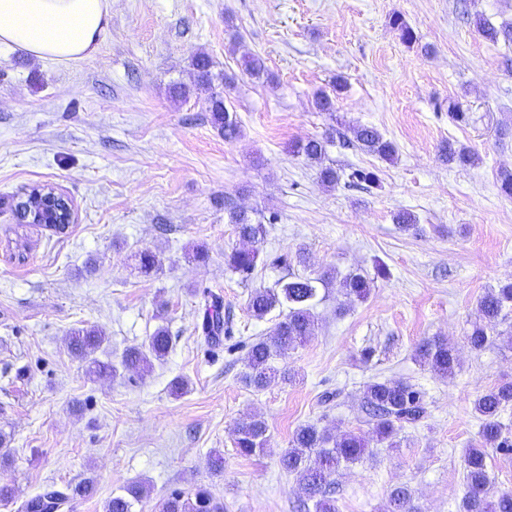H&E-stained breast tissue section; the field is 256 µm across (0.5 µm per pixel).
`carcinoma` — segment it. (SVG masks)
<instances>
[{"label": "carcinoma", "mask_w": 512, "mask_h": 512, "mask_svg": "<svg viewBox=\"0 0 512 512\" xmlns=\"http://www.w3.org/2000/svg\"><path fill=\"white\" fill-rule=\"evenodd\" d=\"M478 32L486 40L497 43L501 40L512 42V26L499 28L487 22H476ZM196 83L211 88L213 74L211 61L205 54L193 59ZM245 70L260 78L267 72L264 59L252 54L244 60ZM209 112L215 127L224 135V141L235 142L242 137L240 121L225 104L224 97L217 93L209 98ZM342 144L371 153L384 161H391L396 155L395 144L386 139L377 129L355 125L344 133L333 130L325 138H310L291 145L292 153L315 163H322L326 145L334 139ZM441 155L449 162L461 166L473 165L479 157L465 148L456 149L448 143L441 148ZM379 183L376 172L354 169L347 175L350 187L371 188ZM230 223L235 225L239 237L253 244L250 249H235L225 256V263L235 273L249 278L255 270L258 243L265 234L264 224L276 223V216L257 222L244 210L232 208L228 212ZM336 285L338 292L349 300L363 301L368 298L373 280L356 272L335 279L334 273L324 272L317 278L297 276L284 283L281 288L257 290L250 294L248 310L253 316L262 318L276 306L288 303V314L279 322L273 335L260 338L249 344L244 358V371L240 381L247 388L261 390L271 383L278 374L273 365L275 357L286 350L304 345L315 330L313 308L319 301L320 288ZM195 294L202 296L205 311L200 328L205 342L211 347L223 344V336L230 333L228 322L224 321V299L208 288L198 289ZM480 320L471 325L467 341L474 351H482L493 345L502 333L497 331L499 323L512 312V282L488 290L478 301ZM106 341L101 331L81 328L73 331L69 339L70 351L84 361L86 372L92 376H112L119 369L150 371L153 362L162 360L171 348V337L167 328L158 327L146 343L131 347L123 352L121 366L109 360L96 357ZM421 365L429 368L442 378L455 375L459 358L454 348L440 338L424 340L418 347ZM364 404L369 415L368 424L372 434L345 431L332 434L315 424L299 426L293 433L288 448L281 456V466L294 477L306 500L312 502L313 512H337L336 501L331 497L334 475L343 464L361 461L371 442L384 444L388 448L399 447L397 435L405 424H416L426 417L427 407L423 393L407 382H372L366 386ZM512 406V381L503 380L486 390L474 400V411L481 420L480 440L465 452V492L459 504V512H512V491H490L487 471V449L496 448L512 452V429L500 420L501 413ZM235 447L244 457L263 453L267 445V425L258 417H252L237 430ZM92 480L84 479L73 485L52 486L31 496L19 506L20 512H71L73 501L88 495ZM145 494L143 482H135L122 492L115 493L105 503V512H133L135 504ZM162 512H224V505L216 500L211 491L197 487L191 491L174 490L162 505ZM383 512H420L411 491L406 487L393 489Z\"/></svg>", "instance_id": "obj_1"}]
</instances>
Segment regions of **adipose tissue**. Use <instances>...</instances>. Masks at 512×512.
<instances>
[{
    "mask_svg": "<svg viewBox=\"0 0 512 512\" xmlns=\"http://www.w3.org/2000/svg\"><path fill=\"white\" fill-rule=\"evenodd\" d=\"M112 0H0V45L43 62L67 64L95 56Z\"/></svg>",
    "mask_w": 512,
    "mask_h": 512,
    "instance_id": "obj_1",
    "label": "adipose tissue"
}]
</instances>
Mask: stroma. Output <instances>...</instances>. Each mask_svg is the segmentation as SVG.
I'll return each mask as SVG.
<instances>
[{
  "label": "stroma",
  "mask_w": 512,
  "mask_h": 512,
  "mask_svg": "<svg viewBox=\"0 0 512 512\" xmlns=\"http://www.w3.org/2000/svg\"><path fill=\"white\" fill-rule=\"evenodd\" d=\"M396 14L416 42L392 28ZM480 19L512 24V0H112L93 58L59 67L0 45V432L10 439L0 484L24 499L93 478L95 493L72 512H103L135 481L149 486L136 512H160L172 491L199 486L224 512H300L301 493L280 465L294 430L369 432L366 385L403 380L423 392L427 416L402 428L398 449L372 446L339 469L338 512H381L400 485L422 512H458L464 452L480 432L473 402L512 378L511 348L475 352L465 339L480 297L512 281V198L498 184L512 171V72L503 64L512 44L485 40ZM200 53L213 73L232 75L230 87H195ZM251 53L265 60L262 79L242 69ZM339 78L334 111L316 110L315 93ZM175 82L190 86L188 99H171ZM214 91L241 122L236 142L211 122ZM457 102L460 121L448 112ZM352 124L394 141L395 160L333 143L323 163L375 171L378 187L323 186L320 165L289 151ZM446 141L479 163L442 161ZM36 185L70 200L75 221L64 232L18 223L15 206ZM230 205L278 214L246 280L224 261L242 245ZM403 211L415 229L395 223ZM197 245L206 262L188 259ZM144 249L159 255L158 272L140 270ZM327 270L374 276L369 298L350 303L326 290L314 335L275 361L282 379L244 387L241 343L269 335L286 313L255 318L251 292ZM199 285L223 295L231 313L232 334L216 349L196 328ZM83 325L105 333L116 364L161 325L172 346L147 374L92 378L67 349ZM432 337L456 347L454 377L419 366L416 350ZM177 377L189 382L178 397ZM254 415L269 442L247 458L235 431Z\"/></svg>",
  "instance_id": "obj_1"
}]
</instances>
